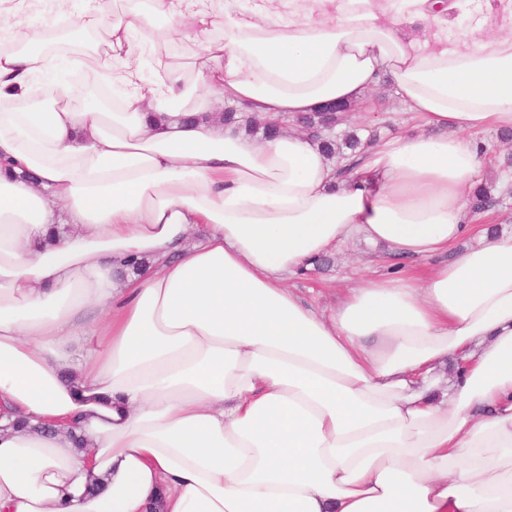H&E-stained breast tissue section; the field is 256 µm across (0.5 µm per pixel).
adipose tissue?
Instances as JSON below:
<instances>
[{"instance_id":"obj_1","label":"adipose tissue","mask_w":512,"mask_h":512,"mask_svg":"<svg viewBox=\"0 0 512 512\" xmlns=\"http://www.w3.org/2000/svg\"><path fill=\"white\" fill-rule=\"evenodd\" d=\"M55 27L113 110L41 84ZM16 33L0 512H512V236L327 315L287 285L350 238L429 257L473 234L472 136L512 130V0H0ZM148 35L194 51L142 62ZM386 80L423 129L338 178L292 123ZM219 100L277 133L210 122Z\"/></svg>"}]
</instances>
